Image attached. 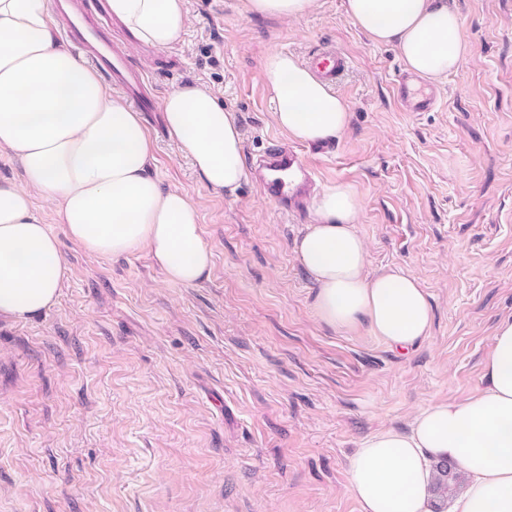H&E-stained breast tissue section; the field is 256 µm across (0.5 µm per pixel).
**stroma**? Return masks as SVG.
Listing matches in <instances>:
<instances>
[{
  "label": "stroma",
  "mask_w": 512,
  "mask_h": 512,
  "mask_svg": "<svg viewBox=\"0 0 512 512\" xmlns=\"http://www.w3.org/2000/svg\"><path fill=\"white\" fill-rule=\"evenodd\" d=\"M448 4L467 52L425 112L400 104L398 49L372 44L343 0L290 20L186 0L178 43L127 45L154 100L196 81L236 113L246 157L288 147L315 189L351 184L368 274L415 277L432 332L402 354L366 325L322 321L294 254L311 213L285 212L250 177L231 197L208 189L162 112L142 113L153 173L196 205L212 270L183 286L147 251L63 242L58 303L0 319V512H360L346 488L360 443L482 386L512 319V0ZM323 46L349 61L334 90L351 119L307 145L275 125L262 63Z\"/></svg>",
  "instance_id": "35a3bbf8"
}]
</instances>
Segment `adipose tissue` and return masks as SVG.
Masks as SVG:
<instances>
[{"instance_id": "ef3b65f1", "label": "adipose tissue", "mask_w": 512, "mask_h": 512, "mask_svg": "<svg viewBox=\"0 0 512 512\" xmlns=\"http://www.w3.org/2000/svg\"><path fill=\"white\" fill-rule=\"evenodd\" d=\"M142 45L172 47L184 33L185 0H109ZM373 44L395 45L408 72L434 82L465 54L462 21L447 0H344ZM264 78L273 117L288 137L315 143L347 128L348 102L307 65L269 53ZM170 138L204 184L235 194L247 175L235 113L186 82L162 100ZM22 167L21 182L0 180V316L22 321L51 309L66 277L61 241L104 258L147 250L168 281L191 286L213 264L198 210L153 175L154 143L139 113L110 95L97 73L53 34L48 0H0V153ZM50 204L62 234L37 215ZM361 202L339 183L313 194V222L294 242L317 287L327 324H367L407 352L428 338L431 307L416 278L368 276V249L355 224ZM485 383L468 398L421 411L408 428L365 438L348 469L361 512H512V320L501 321L484 363ZM452 463L468 483L452 503L435 498L437 468Z\"/></svg>"}]
</instances>
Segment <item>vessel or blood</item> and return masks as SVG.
Listing matches in <instances>:
<instances>
[{
  "mask_svg": "<svg viewBox=\"0 0 512 512\" xmlns=\"http://www.w3.org/2000/svg\"><path fill=\"white\" fill-rule=\"evenodd\" d=\"M63 19L62 31L87 62L120 89L131 104L142 112L153 111V100L144 91V80L126 62L121 53L108 44L102 22L108 19L104 0H57ZM308 65L329 84H336L348 68V60L336 48L325 47L310 55ZM400 100L410 103L412 111H426L433 102L424 89L400 83ZM263 193L281 204H291L302 196L311 173L298 152L276 149L267 153L256 169Z\"/></svg>",
  "mask_w": 512,
  "mask_h": 512,
  "instance_id": "obj_1",
  "label": "vessel or blood"
}]
</instances>
